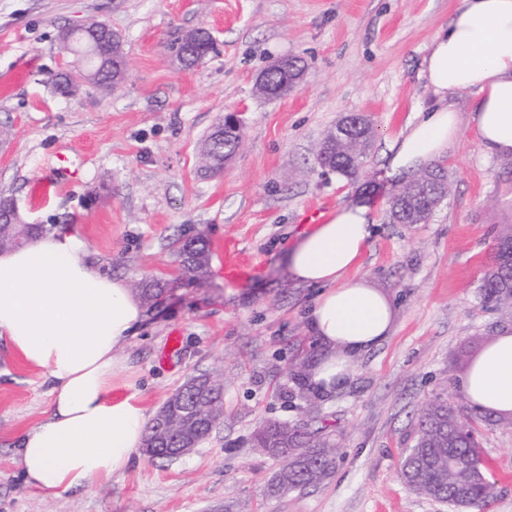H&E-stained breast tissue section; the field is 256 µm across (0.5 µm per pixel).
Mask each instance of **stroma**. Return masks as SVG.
Wrapping results in <instances>:
<instances>
[{
	"mask_svg": "<svg viewBox=\"0 0 512 512\" xmlns=\"http://www.w3.org/2000/svg\"><path fill=\"white\" fill-rule=\"evenodd\" d=\"M454 0H0V195L29 224L71 229L102 269L125 281L173 286L144 306L123 348L122 383L147 416L188 379L224 376V418L177 459L133 456L122 475L46 497L27 487L14 448L41 422L51 382L0 340V512H450L402 480L417 415L435 398L471 412L459 385L512 310L485 302L481 285L498 238L512 230V158L483 154L470 130L443 164L448 195L425 224H394L387 201L400 183L384 174L391 142L414 110L432 102L421 62ZM103 22L117 33L126 77L81 81L70 96L53 78L74 69L62 30ZM206 29L216 50L191 68L171 47ZM306 65L292 94H257L260 73L282 57ZM240 112L243 144L223 171H198L204 141L226 113ZM376 135L356 178L320 167L315 149L349 114ZM67 155L74 176L53 170ZM370 204L376 224L357 275L394 302L393 334L360 356L341 390L301 399L289 371L318 360L306 313L317 288L290 280L282 244L308 232L306 210L322 201ZM204 236L210 269L175 279L179 240ZM252 253L247 278L224 276V243ZM179 336L171 348V336ZM268 420L301 422L335 442L330 476L271 494L282 460L253 448ZM473 430L495 497L512 512V427L486 415Z\"/></svg>",
	"mask_w": 512,
	"mask_h": 512,
	"instance_id": "obj_1",
	"label": "stroma"
}]
</instances>
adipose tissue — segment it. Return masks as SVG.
Instances as JSON below:
<instances>
[{
  "label": "adipose tissue",
  "instance_id": "obj_1",
  "mask_svg": "<svg viewBox=\"0 0 512 512\" xmlns=\"http://www.w3.org/2000/svg\"><path fill=\"white\" fill-rule=\"evenodd\" d=\"M422 66L437 103L418 109L392 143L389 175L408 178L442 159L466 126L485 155L512 157V0H456ZM454 90L473 94L469 120L461 119ZM375 222L371 208L343 204L283 255L291 280L320 290L308 324L322 353L309 383L322 393L344 386L358 357L392 333L388 296L351 274ZM86 254L84 243L65 230L0 253V338L53 384L46 418L16 450L25 484L48 496L122 474L145 439L147 418L136 393H118L115 383L125 369L120 350L144 309L123 279ZM461 391L478 411L512 415V330L473 362Z\"/></svg>",
  "mask_w": 512,
  "mask_h": 512
}]
</instances>
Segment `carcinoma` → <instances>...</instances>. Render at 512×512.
Masks as SVG:
<instances>
[{"instance_id":"carcinoma-1","label":"carcinoma","mask_w":512,"mask_h":512,"mask_svg":"<svg viewBox=\"0 0 512 512\" xmlns=\"http://www.w3.org/2000/svg\"><path fill=\"white\" fill-rule=\"evenodd\" d=\"M72 50L82 55L88 66L79 72L85 80L103 86L119 83L112 72L100 70L89 37L76 41ZM366 132L354 127L336 145L328 148L327 161L337 173L351 177L363 165L365 154L361 147ZM240 144L234 139L222 143L207 138L201 153L202 168L219 171L224 167V154L237 150ZM433 203L432 195H423L415 202L394 200L388 204L390 220L399 224H424L428 221ZM14 204L10 197L0 196V252L24 245L36 233L47 231L43 224H13L8 214ZM177 253L183 275L199 278L209 269L210 251L206 241L191 237L179 243ZM166 283L142 278L133 282L132 291L148 302L161 294ZM483 299L502 307L512 308V233L500 239L495 265L481 288ZM208 390L198 403L207 411L224 418V379L218 374H204ZM167 419L172 436L163 439L155 431L156 421L147 428L145 444L155 445V457H168L170 448L180 447V439L191 436L203 441L210 433L206 418L191 419L185 407L166 402ZM471 426L462 420L448 402L437 398L430 402L417 422V437L413 448L405 454L401 475L406 484L417 494L443 501L457 508V493L469 496L470 512H487L494 497L492 484L486 476L481 449L471 445ZM253 441L266 454L285 460V465L272 477L269 489L274 494L302 490L322 482L330 474L335 444L316 437L299 424L269 421L253 434Z\"/></svg>"}]
</instances>
